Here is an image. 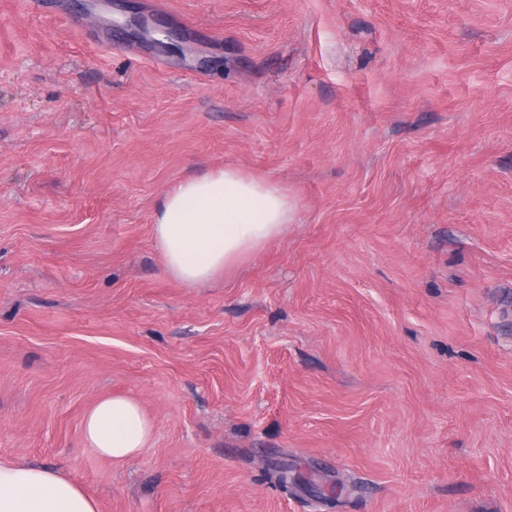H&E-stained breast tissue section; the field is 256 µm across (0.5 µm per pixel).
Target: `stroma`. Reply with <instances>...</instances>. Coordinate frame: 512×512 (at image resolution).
Masks as SVG:
<instances>
[{
  "instance_id": "35a3bbf8",
  "label": "stroma",
  "mask_w": 512,
  "mask_h": 512,
  "mask_svg": "<svg viewBox=\"0 0 512 512\" xmlns=\"http://www.w3.org/2000/svg\"><path fill=\"white\" fill-rule=\"evenodd\" d=\"M46 3L0 0V459L99 512H512V0ZM226 165L296 222L183 287L156 204ZM154 422L134 398L112 395L95 402L82 421V437L99 455L123 462L147 448Z\"/></svg>"
}]
</instances>
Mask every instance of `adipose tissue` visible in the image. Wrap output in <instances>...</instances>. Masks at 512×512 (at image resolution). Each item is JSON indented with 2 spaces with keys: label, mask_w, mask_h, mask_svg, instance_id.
<instances>
[{
  "label": "adipose tissue",
  "mask_w": 512,
  "mask_h": 512,
  "mask_svg": "<svg viewBox=\"0 0 512 512\" xmlns=\"http://www.w3.org/2000/svg\"><path fill=\"white\" fill-rule=\"evenodd\" d=\"M296 217L287 189L227 166L182 181L159 200L153 241L166 273L187 288L231 273ZM154 422L134 398L95 402L82 421L87 447L122 462L147 448ZM0 512H98L97 502L62 472L0 460Z\"/></svg>",
  "instance_id": "adipose-tissue-1"
}]
</instances>
